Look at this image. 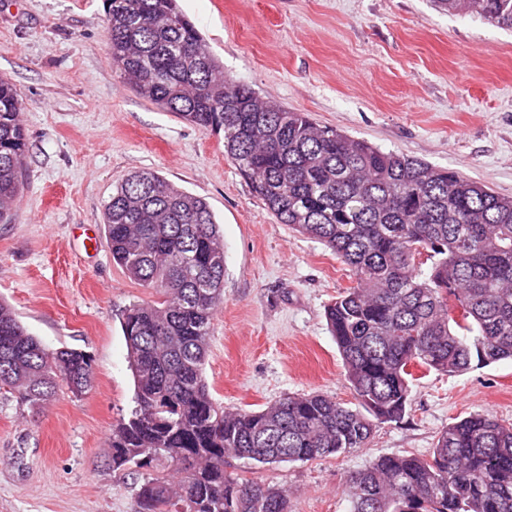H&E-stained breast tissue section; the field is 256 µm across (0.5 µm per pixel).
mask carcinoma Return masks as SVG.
I'll list each match as a JSON object with an SVG mask.
<instances>
[{
	"label": "carcinoma",
	"mask_w": 512,
	"mask_h": 512,
	"mask_svg": "<svg viewBox=\"0 0 512 512\" xmlns=\"http://www.w3.org/2000/svg\"><path fill=\"white\" fill-rule=\"evenodd\" d=\"M112 68L144 99L203 131L281 224L348 267L325 317L358 402L287 395L259 411L214 401L203 371L224 303V238L205 198L139 171L105 204L112 261L154 301L122 316L136 407L112 427L106 465L154 468L137 512H289L288 491L224 473L340 457L412 402V369L453 374L512 359V197L452 169L384 152L223 75L176 0H106ZM512 29V0H439ZM15 85L0 77V223L17 207L29 146ZM430 261L424 265L421 256ZM64 381L93 383L91 358L46 349L0 301V386L33 412ZM351 512H512V424L472 413L427 455L380 456L352 474Z\"/></svg>",
	"instance_id": "obj_1"
}]
</instances>
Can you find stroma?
Instances as JSON below:
<instances>
[{
    "instance_id": "35a3bbf8",
    "label": "stroma",
    "mask_w": 512,
    "mask_h": 512,
    "mask_svg": "<svg viewBox=\"0 0 512 512\" xmlns=\"http://www.w3.org/2000/svg\"><path fill=\"white\" fill-rule=\"evenodd\" d=\"M225 75L263 98L382 151L459 171L512 197V30L436 0H178ZM104 0H0V76L22 100L23 193L0 223V300L50 350L90 355L94 381L59 383L38 414L0 389V512H136L148 470L105 460L134 408L121 330L154 300L113 263L104 205L114 185L154 170L205 198L224 234V303L205 378L227 409L287 394L357 402L324 310L350 286L319 241L278 223L202 131L142 98L112 68ZM512 423V360L457 374L419 370L400 423L338 458L225 472L286 488L291 512H351L346 482L382 455L428 454L454 418Z\"/></svg>"
}]
</instances>
